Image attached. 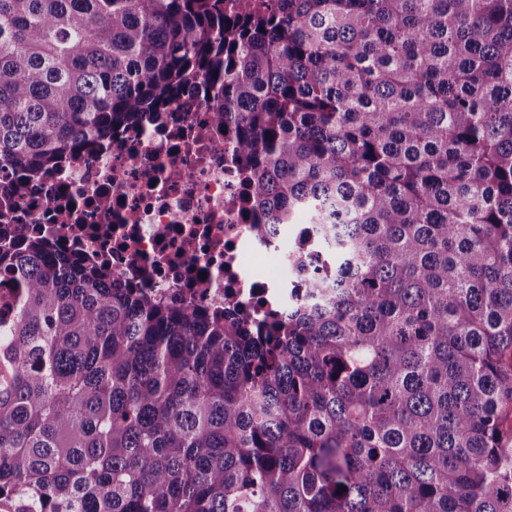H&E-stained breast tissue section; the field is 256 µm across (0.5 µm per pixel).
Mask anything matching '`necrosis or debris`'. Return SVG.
<instances>
[{"label":"necrosis or debris","mask_w":512,"mask_h":512,"mask_svg":"<svg viewBox=\"0 0 512 512\" xmlns=\"http://www.w3.org/2000/svg\"><path fill=\"white\" fill-rule=\"evenodd\" d=\"M233 130L215 122L202 90L184 92L169 111L31 176L19 194L0 187V222L58 241L118 283L189 305L287 307L292 285L264 264H287L289 229L270 231L245 204Z\"/></svg>","instance_id":"4bbe7bcc"}]
</instances>
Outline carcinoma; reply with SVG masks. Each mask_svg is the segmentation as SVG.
I'll list each match as a JSON object with an SVG mask.
<instances>
[{
  "instance_id": "carcinoma-1",
  "label": "carcinoma",
  "mask_w": 512,
  "mask_h": 512,
  "mask_svg": "<svg viewBox=\"0 0 512 512\" xmlns=\"http://www.w3.org/2000/svg\"><path fill=\"white\" fill-rule=\"evenodd\" d=\"M274 2L0 0V183L202 81L311 226L257 321L0 239L10 512H512V0Z\"/></svg>"
}]
</instances>
